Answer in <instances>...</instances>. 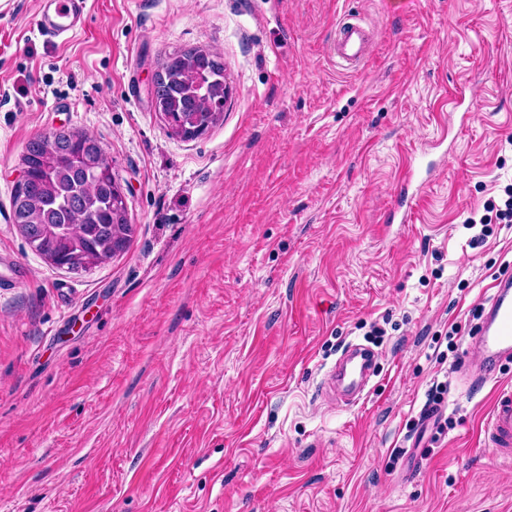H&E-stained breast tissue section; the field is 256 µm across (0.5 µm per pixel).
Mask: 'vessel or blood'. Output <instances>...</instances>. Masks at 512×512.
Here are the masks:
<instances>
[{"instance_id": "1", "label": "vessel or blood", "mask_w": 512, "mask_h": 512, "mask_svg": "<svg viewBox=\"0 0 512 512\" xmlns=\"http://www.w3.org/2000/svg\"><path fill=\"white\" fill-rule=\"evenodd\" d=\"M89 0H39L36 27L50 43H66L75 33L83 30L89 18ZM373 35L358 22L345 21L336 28L332 53L342 68L353 70L368 57ZM422 162L412 158L399 180V190L393 199L390 220L405 223L410 216L414 199L413 176ZM24 268L11 256L0 253V288H15L24 282ZM491 296L482 311L477 331L470 336L467 350L471 360L465 361L460 371L470 381H486L496 376L501 364L512 359V275L494 280ZM349 356L360 358V377L346 381L344 370H337V380L346 381L345 402L360 400L368 385L374 355L370 350L352 348ZM484 442L502 458L512 457V388L498 389L491 416L484 429Z\"/></svg>"}]
</instances>
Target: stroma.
Listing matches in <instances>:
<instances>
[{
  "label": "stroma",
  "mask_w": 512,
  "mask_h": 512,
  "mask_svg": "<svg viewBox=\"0 0 512 512\" xmlns=\"http://www.w3.org/2000/svg\"><path fill=\"white\" fill-rule=\"evenodd\" d=\"M35 15L0 0V251L27 268L0 289V512H512V459L481 435L512 362L458 372L512 264V224L478 245L462 225L512 185V0H92L61 46ZM348 15L375 32L355 72L330 54ZM194 48L228 95L183 140L150 87ZM60 128L101 141L135 226L87 270L10 221L27 142ZM355 344L380 359L346 406L319 387ZM436 384L448 427L406 480ZM423 155L412 158L399 180V190L393 199L389 219L392 224H404L408 222L411 204L414 199L413 176L422 162Z\"/></svg>",
  "instance_id": "stroma-1"
}]
</instances>
